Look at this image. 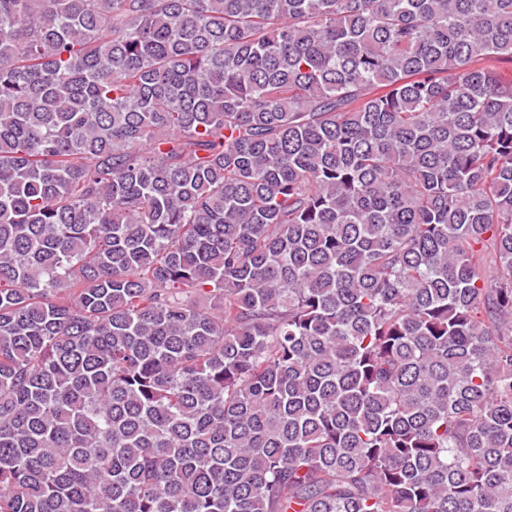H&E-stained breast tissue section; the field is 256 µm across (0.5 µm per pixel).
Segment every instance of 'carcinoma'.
Instances as JSON below:
<instances>
[{"label": "carcinoma", "mask_w": 512, "mask_h": 512, "mask_svg": "<svg viewBox=\"0 0 512 512\" xmlns=\"http://www.w3.org/2000/svg\"><path fill=\"white\" fill-rule=\"evenodd\" d=\"M512 0H0V512H512Z\"/></svg>", "instance_id": "1"}]
</instances>
